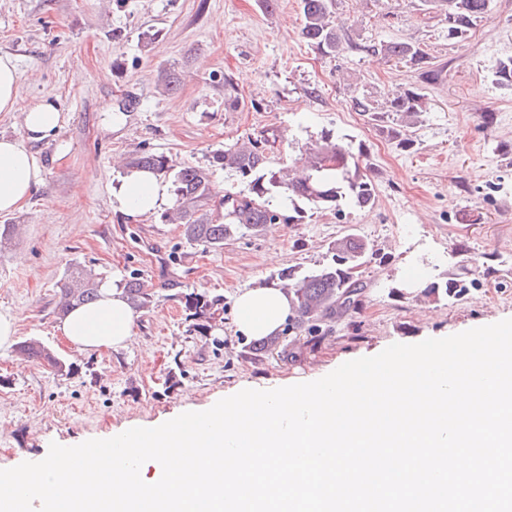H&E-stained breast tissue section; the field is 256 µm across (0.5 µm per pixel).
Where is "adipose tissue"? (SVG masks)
Listing matches in <instances>:
<instances>
[{
	"mask_svg": "<svg viewBox=\"0 0 512 512\" xmlns=\"http://www.w3.org/2000/svg\"><path fill=\"white\" fill-rule=\"evenodd\" d=\"M21 74L14 57L0 54V112L22 116V132L0 136V214L22 208L35 186L43 180V168L33 144L57 141L66 113L54 98L28 101L20 93ZM167 187L152 173L125 172L112 191V207L126 221L136 222L165 205ZM237 333L261 339L278 333L293 314L290 296L267 285L244 289L235 301ZM137 316L118 280L100 285V297L92 304L71 310L56 329L82 350L94 352L125 346L135 333Z\"/></svg>",
	"mask_w": 512,
	"mask_h": 512,
	"instance_id": "1",
	"label": "adipose tissue"
}]
</instances>
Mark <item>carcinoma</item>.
Returning <instances> with one entry per match:
<instances>
[{
  "label": "carcinoma",
  "instance_id": "carcinoma-1",
  "mask_svg": "<svg viewBox=\"0 0 512 512\" xmlns=\"http://www.w3.org/2000/svg\"><path fill=\"white\" fill-rule=\"evenodd\" d=\"M426 9L444 14L448 22V35L461 37L488 11L489 0H422ZM336 0H301L303 38L323 56H334L342 46L341 26L334 17ZM368 53L380 54L389 60L409 65L426 82L439 76L433 57L413 39L380 41L362 45ZM494 77L496 84L512 87V56L498 59ZM350 107L363 113L381 133L408 150L414 145V129L422 122L427 110L425 95L420 88L411 86L400 94L377 105L366 94L350 99ZM211 166L249 180L250 195L224 194V219L213 217L211 211L212 185L207 169L188 166L174 175L175 200L169 211L162 215L168 222L183 228L184 238L190 242H204L214 249L224 246V240L244 231H256L267 224L304 218L312 210L342 211L349 205L356 209L371 208L376 203L373 181L365 174L348 147L328 132L308 149L303 169L293 178L282 171L266 167L263 150L258 144L230 147L212 155ZM129 167L147 169L157 176H169L163 156L140 153L131 157ZM288 201L291 215H284L281 205L274 200ZM333 263L303 275L293 268L282 271L278 277L289 280L290 293L296 302V314L291 329L312 332L317 322L356 308L360 304L363 285L353 280L351 268L362 264L368 243L354 233L346 234L331 247ZM99 278L79 266L66 275L57 306L63 316L74 305L91 303L99 298ZM129 303L143 309L151 303V294L143 282L131 276L123 285ZM220 299L202 293L184 295L188 318L199 321L212 319L219 310ZM18 350L31 361L49 366L55 371L71 374V368L57 358L37 340H25Z\"/></svg>",
  "mask_w": 512,
  "mask_h": 512
}]
</instances>
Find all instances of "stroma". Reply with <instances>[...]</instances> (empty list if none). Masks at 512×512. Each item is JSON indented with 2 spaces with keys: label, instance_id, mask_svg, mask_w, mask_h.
<instances>
[{
  "label": "stroma",
  "instance_id": "obj_1",
  "mask_svg": "<svg viewBox=\"0 0 512 512\" xmlns=\"http://www.w3.org/2000/svg\"><path fill=\"white\" fill-rule=\"evenodd\" d=\"M335 12L345 40L329 57L303 38L299 0L271 10L261 0H0V53L16 59L22 96L57 98L67 114L58 145L35 147L43 183L0 215L20 227L0 251V312L17 318L13 345L0 348V469L43 460L53 442L151 427L246 386L313 378L393 343L512 318V89L494 81L498 58L512 54V0H490L459 39L421 0H336ZM409 38L434 57L437 81L359 49ZM163 71L176 74L175 90L159 82ZM228 82L241 100L234 110L224 107ZM416 85L427 111L409 151L349 107L355 90L383 99ZM128 98L136 105L123 126H107L106 113ZM324 131L359 155L376 185L373 208L311 212L220 249L187 241L160 215L134 223L112 209V165L134 153L211 168L219 213L225 192L249 187L211 167L213 152L250 139L278 170ZM350 232L370 246L356 272L358 308L298 335L289 357L256 354L234 329L237 294L277 284L283 269L330 263L333 242ZM426 260L433 269L405 288ZM75 265L105 279L135 273L149 289L126 347L86 352L56 332ZM434 282L465 291L426 295ZM192 291L224 303L203 333L184 308ZM30 338L72 374L22 360L16 345Z\"/></svg>",
  "mask_w": 512,
  "mask_h": 512
}]
</instances>
